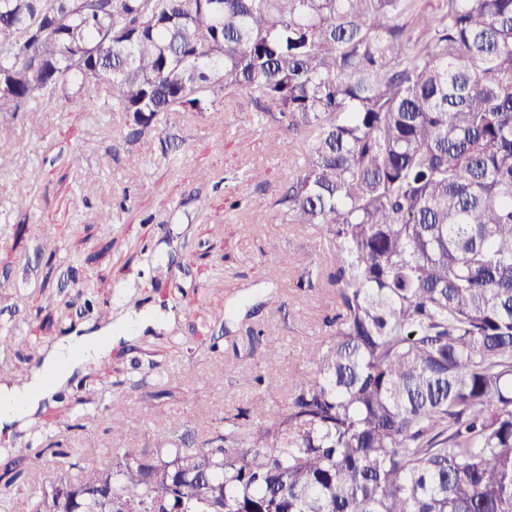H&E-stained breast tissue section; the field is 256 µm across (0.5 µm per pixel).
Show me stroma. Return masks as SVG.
I'll return each mask as SVG.
<instances>
[{"instance_id": "obj_1", "label": "stroma", "mask_w": 512, "mask_h": 512, "mask_svg": "<svg viewBox=\"0 0 512 512\" xmlns=\"http://www.w3.org/2000/svg\"><path fill=\"white\" fill-rule=\"evenodd\" d=\"M305 152L241 95L160 114L138 136L105 81L78 108L43 100L0 114V325L15 328L0 346V387L48 372L68 335L93 333L103 347L100 358L61 368L53 392L0 429V470L8 449L44 432L58 448L44 456L50 483L67 472L71 449L92 468L111 464L116 449L163 443L159 417L200 446L231 416L251 432L245 412L256 402L287 408L336 314L318 273L331 239L287 220L278 204ZM202 169L209 181L198 179ZM20 184L31 195L22 208ZM19 292L28 301L16 311ZM92 305L111 312L109 325L96 327ZM249 327L280 353L277 393L256 381L261 356L235 351ZM123 416L134 417L135 436L114 432Z\"/></svg>"}]
</instances>
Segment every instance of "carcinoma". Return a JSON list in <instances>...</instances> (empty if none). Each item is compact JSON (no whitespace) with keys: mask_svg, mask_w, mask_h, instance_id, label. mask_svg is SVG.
Listing matches in <instances>:
<instances>
[{"mask_svg":"<svg viewBox=\"0 0 512 512\" xmlns=\"http://www.w3.org/2000/svg\"><path fill=\"white\" fill-rule=\"evenodd\" d=\"M102 79L136 134L240 94L307 143L279 204L335 243L336 329L251 433L71 463L112 496L54 506L47 437L9 449L0 508L512 512V0H0V112Z\"/></svg>","mask_w":512,"mask_h":512,"instance_id":"obj_1","label":"carcinoma"}]
</instances>
